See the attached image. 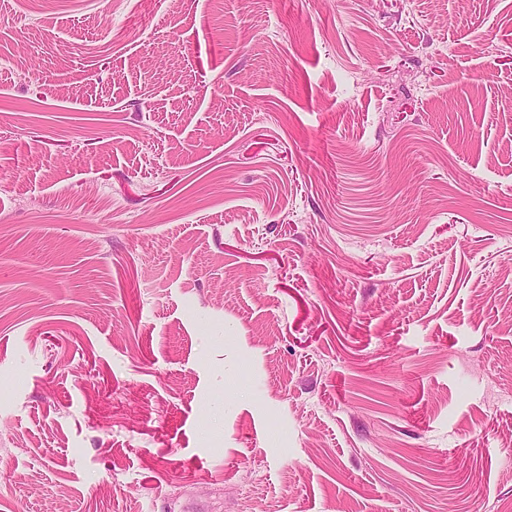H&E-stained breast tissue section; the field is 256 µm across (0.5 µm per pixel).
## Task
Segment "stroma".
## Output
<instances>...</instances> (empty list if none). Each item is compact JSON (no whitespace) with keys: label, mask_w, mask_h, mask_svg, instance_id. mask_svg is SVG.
<instances>
[{"label":"stroma","mask_w":512,"mask_h":512,"mask_svg":"<svg viewBox=\"0 0 512 512\" xmlns=\"http://www.w3.org/2000/svg\"><path fill=\"white\" fill-rule=\"evenodd\" d=\"M512 506V0H0V512Z\"/></svg>","instance_id":"1"}]
</instances>
